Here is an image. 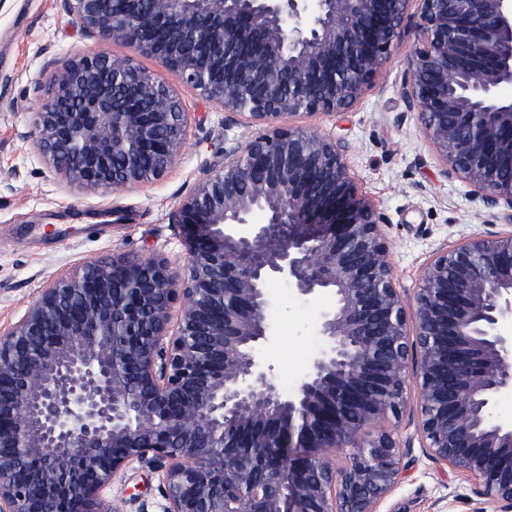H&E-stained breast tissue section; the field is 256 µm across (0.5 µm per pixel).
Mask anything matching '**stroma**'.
<instances>
[{
    "label": "stroma",
    "instance_id": "stroma-1",
    "mask_svg": "<svg viewBox=\"0 0 512 512\" xmlns=\"http://www.w3.org/2000/svg\"><path fill=\"white\" fill-rule=\"evenodd\" d=\"M411 0L401 34L378 80L353 108L336 114L293 117L295 125L342 139L360 193L381 212L392 245L394 286L412 299L420 271L438 249L461 238L512 230V213L490 210L444 165L416 113L407 111L402 86L417 42ZM96 50L130 57L156 74L181 98L189 117L188 144L175 167L158 181L120 193H89L66 185L35 148L34 114L47 101L55 75L76 54ZM252 128L225 126L224 112L184 84L154 57L110 41L88 38L61 0H0V330L9 328L43 285L75 266L112 252L157 253L180 263L185 247L171 222L180 200L209 166L222 162L225 138L248 140ZM271 316L276 343L263 355L284 390L300 381L320 339L314 323L329 297L304 300L274 284ZM392 428L401 444V482L378 512H494L478 487L425 455L415 407ZM158 474L133 466L114 497L130 496L156 512L162 501Z\"/></svg>",
    "mask_w": 512,
    "mask_h": 512
}]
</instances>
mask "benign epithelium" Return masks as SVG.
<instances>
[{"label": "benign epithelium", "mask_w": 512, "mask_h": 512, "mask_svg": "<svg viewBox=\"0 0 512 512\" xmlns=\"http://www.w3.org/2000/svg\"><path fill=\"white\" fill-rule=\"evenodd\" d=\"M409 2L62 0L86 36L155 57L254 134L224 138L173 212L183 265L82 264L0 332V512H117L136 464L161 476L160 512H376L402 476L385 423L411 392L427 456L512 512V418L494 411L512 394V231L436 251L410 304L347 147L289 123L362 97ZM420 2L406 110L444 174L512 212V0ZM35 127L68 184L118 192L175 166L188 113L130 58L88 51ZM275 281L332 297L288 392L261 356Z\"/></svg>", "instance_id": "7a95c632"}]
</instances>
